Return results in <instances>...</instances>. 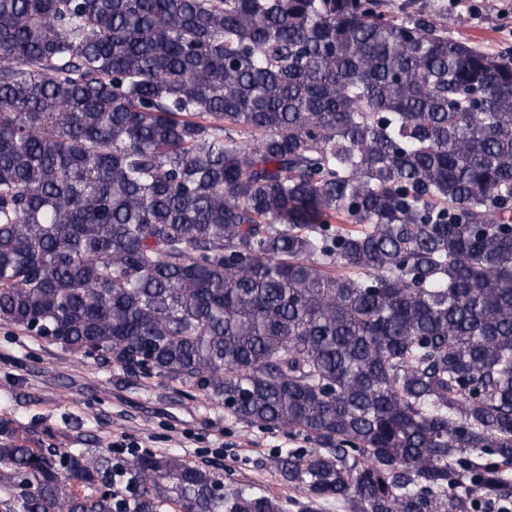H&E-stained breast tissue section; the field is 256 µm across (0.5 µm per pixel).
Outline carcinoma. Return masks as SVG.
<instances>
[{"instance_id": "cac0c4a2", "label": "carcinoma", "mask_w": 512, "mask_h": 512, "mask_svg": "<svg viewBox=\"0 0 512 512\" xmlns=\"http://www.w3.org/2000/svg\"><path fill=\"white\" fill-rule=\"evenodd\" d=\"M0 326L304 436L312 501L512 499V49L385 0H0ZM223 482L0 438L12 512H283Z\"/></svg>"}]
</instances>
